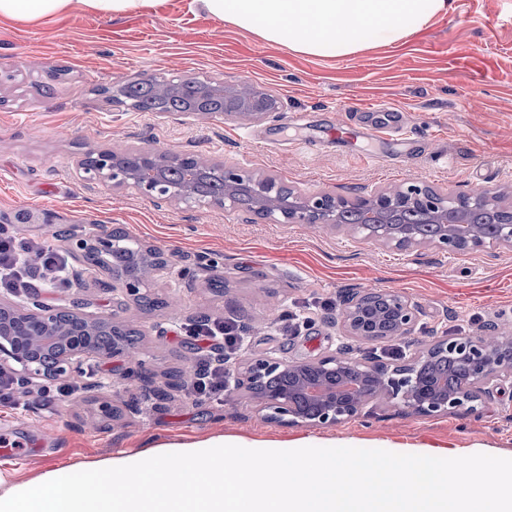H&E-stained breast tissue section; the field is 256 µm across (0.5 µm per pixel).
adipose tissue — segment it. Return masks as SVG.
I'll return each mask as SVG.
<instances>
[{"mask_svg":"<svg viewBox=\"0 0 512 512\" xmlns=\"http://www.w3.org/2000/svg\"><path fill=\"white\" fill-rule=\"evenodd\" d=\"M163 0H0V20L52 18L79 3L103 14L136 11ZM210 16L255 32L288 51L326 58L394 46L447 13L450 0H196Z\"/></svg>","mask_w":512,"mask_h":512,"instance_id":"1","label":"adipose tissue"}]
</instances>
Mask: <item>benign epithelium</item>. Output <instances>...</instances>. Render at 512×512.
Instances as JSON below:
<instances>
[{
    "label": "benign epithelium",
    "instance_id": "1",
    "mask_svg": "<svg viewBox=\"0 0 512 512\" xmlns=\"http://www.w3.org/2000/svg\"><path fill=\"white\" fill-rule=\"evenodd\" d=\"M182 85L178 79L153 80L158 98L179 94ZM216 97L224 99L229 109L212 111L208 102ZM276 109V99L263 91L199 81L187 115L260 121ZM80 168L88 181L133 189L157 203L185 204L198 202L192 191L197 173L205 168L217 169L224 193L210 201L215 207L237 209L239 195L246 192L254 201L252 213L262 219L345 228L366 240L407 253L424 245L450 254L481 251L492 242L512 247V206L500 204L494 189L468 196V205L462 207L458 198L412 181L397 192H378L360 200L365 223L341 225L337 220L339 210L352 206L343 197L330 192H296L273 175H253L224 163L152 148H111L87 153ZM405 207L421 210L430 223L437 225L436 236L424 239L411 225L397 223L395 215ZM491 208L511 218L497 225L495 237L489 240L479 222L481 214ZM71 243L74 258L80 262L90 249L106 255L120 248V232L114 229L74 238ZM147 286V281L132 274H114L112 281L104 284L136 301L145 295ZM88 307L89 302L80 298L73 300L71 308L1 298L0 364L18 365L27 375L41 376L43 361L49 358L54 374L63 376L79 368L86 358L105 362L129 356L135 331L121 319L102 316ZM421 315V307L397 291L358 292L343 301L339 324L344 336L376 343L411 335ZM450 358L466 370L460 387L450 391L429 384L423 377L426 364ZM236 377L252 404L269 411L272 419L296 426L334 425L361 413L374 400L394 402L425 417L472 414L493 400L505 384L512 385V330L491 324L480 336H443L393 367L373 353L352 358L339 352L296 361L263 356L246 364Z\"/></svg>",
    "mask_w": 512,
    "mask_h": 512
}]
</instances>
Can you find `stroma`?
I'll return each instance as SVG.
<instances>
[{
  "mask_svg": "<svg viewBox=\"0 0 512 512\" xmlns=\"http://www.w3.org/2000/svg\"><path fill=\"white\" fill-rule=\"evenodd\" d=\"M148 77L195 78L249 85L272 94L278 108L256 122L166 117L108 102L104 89ZM384 103L387 113L373 111ZM305 116L303 126L291 123ZM416 134L412 159L371 162L399 151L394 139L351 149L335 130L380 122ZM149 147L236 164L277 176L301 192L347 199L399 188L415 179L453 196L498 189L512 203V0H453L396 46L347 58L286 52L257 35L210 17L193 0L106 15L74 5L46 23H0V224L28 242L65 248L66 238L118 227L163 252L171 271L152 278L155 307L106 290L108 272L71 270L73 287L39 289L41 302L116 314L142 338L133 351L142 378L96 377L94 362L75 377L72 399L48 406L37 379L0 406V433L16 431L39 450L0 454L6 483L36 479L50 466L91 463L144 449L151 436L193 441L312 437L325 445L447 450L512 458V388L475 414H411L370 403L332 426H293L256 410L246 393L234 402L187 401L183 385L198 359L180 326L202 317L234 321L246 340L232 356L286 361L337 351L361 355L428 348L442 336H477L486 324L512 327V247L450 256L430 246L409 254L343 229L249 220L244 211L204 203L156 206L131 189L90 185L79 163L90 150ZM223 281L221 292L206 281ZM394 290L422 310L414 335L368 345L342 336L338 310L364 290ZM300 321L283 328V309ZM112 405L111 417L99 407Z\"/></svg>",
  "mask_w": 512,
  "mask_h": 512,
  "instance_id": "stroma-1",
  "label": "stroma"
}]
</instances>
